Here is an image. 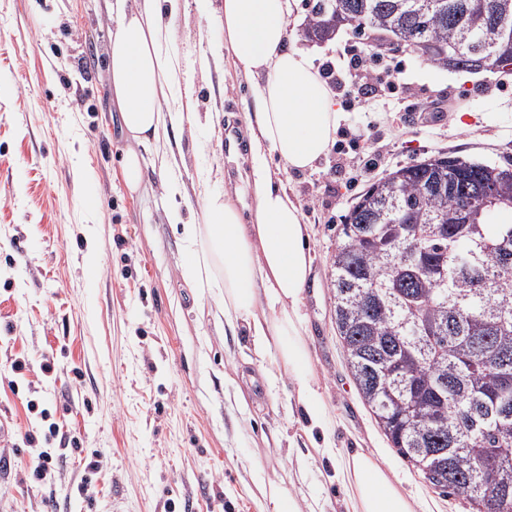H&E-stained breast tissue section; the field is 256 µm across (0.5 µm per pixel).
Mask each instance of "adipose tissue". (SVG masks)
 Here are the masks:
<instances>
[{
	"instance_id": "1",
	"label": "adipose tissue",
	"mask_w": 512,
	"mask_h": 512,
	"mask_svg": "<svg viewBox=\"0 0 512 512\" xmlns=\"http://www.w3.org/2000/svg\"><path fill=\"white\" fill-rule=\"evenodd\" d=\"M185 5L186 0H108L114 27L107 80L120 129L137 144L121 160L123 179L134 192L144 179L143 149L195 117L192 102L180 93L182 62L170 49L171 22ZM295 8V0H222L224 47L232 64L265 76L251 88L250 216L230 198L208 196L201 222H186L177 206L168 220L181 228L182 279L219 293L217 312L225 325L247 329L258 351L288 373L296 405L318 424L325 408L301 314L312 274L308 227L300 204L275 183L269 160L278 158L295 170L312 168L344 115L311 58L286 46ZM336 478L347 490L349 512H426L374 453L346 456L336 465Z\"/></svg>"
}]
</instances>
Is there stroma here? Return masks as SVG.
<instances>
[{
	"label": "stroma",
	"mask_w": 512,
	"mask_h": 512,
	"mask_svg": "<svg viewBox=\"0 0 512 512\" xmlns=\"http://www.w3.org/2000/svg\"><path fill=\"white\" fill-rule=\"evenodd\" d=\"M315 2L299 0L288 30L291 47L319 68L356 35L343 27L306 41ZM111 28L104 0H0V415L11 430L0 512H111L118 499L124 512H261L259 487L273 481L302 512H345L307 421L288 409L287 373L267 376L269 360L246 330L216 321V297L182 280L155 153L145 155L140 190L125 185L120 160L131 143L103 78ZM223 44L217 0L205 11L189 0L171 48L198 118L169 140L191 186L184 214L197 219L210 193L253 206L254 79ZM390 64L402 89L346 111L339 127L356 166L337 164L332 149L306 171L270 166L309 229L302 314L334 448L379 454L431 512H469L407 465L363 403L336 333L330 258L354 198L385 172L439 152L512 164V72H454L412 51L391 52ZM458 111L470 113V129L453 124ZM43 448L56 465L40 479Z\"/></svg>",
	"instance_id": "stroma-1"
}]
</instances>
